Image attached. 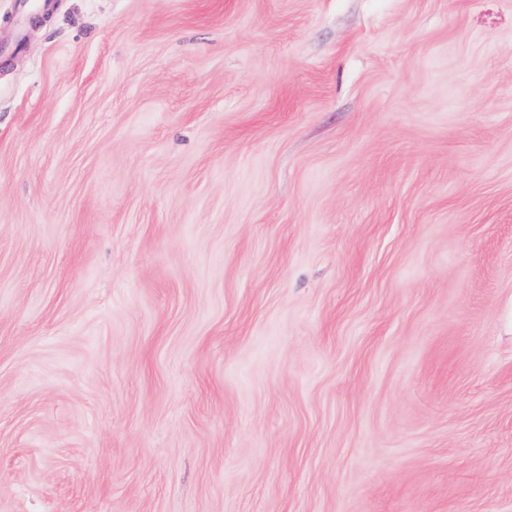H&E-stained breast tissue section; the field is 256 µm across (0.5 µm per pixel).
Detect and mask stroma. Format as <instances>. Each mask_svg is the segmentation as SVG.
Returning <instances> with one entry per match:
<instances>
[{
	"mask_svg": "<svg viewBox=\"0 0 512 512\" xmlns=\"http://www.w3.org/2000/svg\"><path fill=\"white\" fill-rule=\"evenodd\" d=\"M0 512H512V0H0Z\"/></svg>",
	"mask_w": 512,
	"mask_h": 512,
	"instance_id": "35a3bbf8",
	"label": "stroma"
}]
</instances>
